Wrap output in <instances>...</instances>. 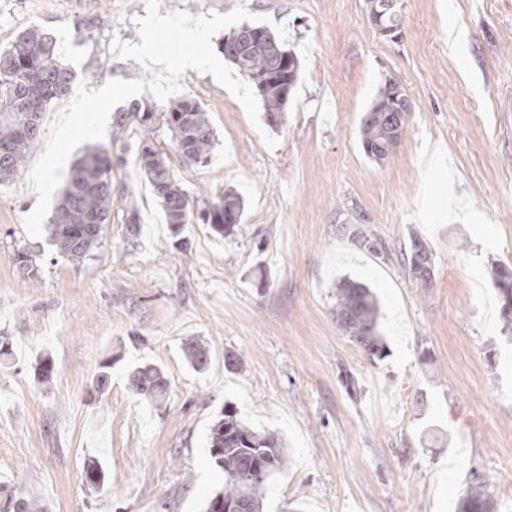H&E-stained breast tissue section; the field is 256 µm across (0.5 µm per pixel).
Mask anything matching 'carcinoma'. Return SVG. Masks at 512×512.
Wrapping results in <instances>:
<instances>
[{
	"label": "carcinoma",
	"instance_id": "1",
	"mask_svg": "<svg viewBox=\"0 0 512 512\" xmlns=\"http://www.w3.org/2000/svg\"><path fill=\"white\" fill-rule=\"evenodd\" d=\"M229 36L231 39L221 44L224 59L246 79L254 74L269 75L257 94L268 123L283 124L286 83L294 87L300 77L297 57L261 25L245 22ZM284 59L293 65V72L277 70ZM72 79L71 71L60 61L57 40L35 26L21 32L0 51V185L19 173L37 144L43 112L53 100L67 95ZM383 94L384 90H379L360 126L364 154L382 165L392 155L390 141L407 130L411 118V113L404 110H382ZM115 122L121 129L131 126L140 133L136 164L159 200L173 235H178L187 224H203L212 232L226 236L241 223L244 202L236 193L227 191L208 199L192 198L175 178L170 156L157 143L156 132L164 127L171 132L174 150L184 163L196 166L207 163L215 133L199 101L187 96L164 109L149 101L135 102L127 111L117 113ZM115 162L124 163V157L98 145L87 149L72 164L49 229L50 244L59 257L79 263L101 247L107 224L112 221ZM340 231L354 234L371 253L381 250L379 242L361 228L354 233L343 224ZM13 260L27 277L37 278L38 266L32 263L28 253L17 251ZM404 264L418 287L425 290L431 287L432 253L420 239H411L409 251L404 253ZM494 286L500 300L502 329L512 332L511 266L496 265ZM330 313L339 331L367 357L382 358L379 300L368 286L349 277L337 281ZM131 383L136 394L152 405L165 401L167 381L159 368L153 365L136 368ZM209 448L211 458L224 475V485L208 500L206 512H216L222 503L236 502L245 503L246 512H260L262 489L286 462L278 439L252 430L227 405L210 428ZM457 512H493L479 475L473 476L458 502Z\"/></svg>",
	"mask_w": 512,
	"mask_h": 512
}]
</instances>
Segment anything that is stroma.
Listing matches in <instances>:
<instances>
[{"mask_svg":"<svg viewBox=\"0 0 512 512\" xmlns=\"http://www.w3.org/2000/svg\"><path fill=\"white\" fill-rule=\"evenodd\" d=\"M239 4L287 26L300 80L271 150L211 75L179 79L215 142L207 165L175 174L192 196L242 197L234 236L189 224L175 247L135 163L138 133L113 124L103 143L124 147L125 162L112 169L97 257L75 264L25 233L36 204L27 169L0 185V336L12 352L0 363V512L20 501L34 512H202L222 483L207 437L227 403L287 453L261 512H455L476 474L495 512H512V336L493 279L495 263L512 264V0H397L394 38L369 24L366 0H162L161 10ZM145 14V0H0V48L40 27L75 80L97 89L144 77L112 43H139ZM390 79L412 115L379 165L360 125ZM131 201L135 238L123 221ZM341 224L362 225L380 254ZM414 237L434 258L427 291L402 261ZM22 249L38 278L15 264ZM345 275L378 296L383 359L330 314ZM192 343L208 351L199 373L186 361ZM143 364L169 382L162 407L131 387ZM94 462L100 489L86 479Z\"/></svg>","mask_w":512,"mask_h":512,"instance_id":"1","label":"stroma"}]
</instances>
